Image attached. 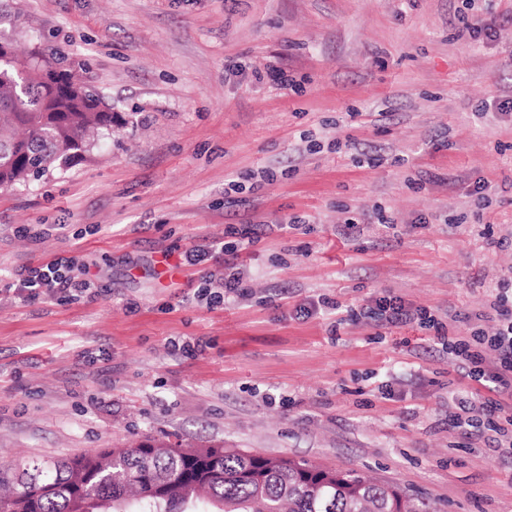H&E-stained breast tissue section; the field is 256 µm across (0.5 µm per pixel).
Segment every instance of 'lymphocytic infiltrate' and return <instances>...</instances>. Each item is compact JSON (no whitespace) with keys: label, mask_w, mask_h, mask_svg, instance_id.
Returning <instances> with one entry per match:
<instances>
[{"label":"lymphocytic infiltrate","mask_w":512,"mask_h":512,"mask_svg":"<svg viewBox=\"0 0 512 512\" xmlns=\"http://www.w3.org/2000/svg\"><path fill=\"white\" fill-rule=\"evenodd\" d=\"M224 242L213 241L195 246L182 254V261L194 266L215 255H225L224 276L219 282L225 296L244 293L243 279L229 261ZM18 292L30 298L71 297L91 290L94 286L87 268L72 256H60L41 266H28L15 276ZM361 315L373 318L386 327L418 322L434 328L437 343L448 354L462 378L480 384L484 390L478 402L489 412L487 428L498 436L497 449L512 460V279L499 283L484 311L477 313L480 321L492 323V331L471 330L468 336L448 335L443 323L427 310L419 309L398 298L384 299L360 309Z\"/></svg>","instance_id":"lymphocytic-infiltrate-1"}]
</instances>
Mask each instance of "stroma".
<instances>
[{"label":"stroma","instance_id":"35a3bbf8","mask_svg":"<svg viewBox=\"0 0 512 512\" xmlns=\"http://www.w3.org/2000/svg\"><path fill=\"white\" fill-rule=\"evenodd\" d=\"M475 12L492 36L466 31ZM0 29L57 49L127 120L0 189V462L151 436L359 470L437 512H512L484 411L450 424L449 392L476 385L434 330L350 315L396 296L448 323L512 278V0H0ZM231 226L244 296L198 300L224 272L212 259L178 288L154 277ZM72 255L91 295L13 289Z\"/></svg>","mask_w":512,"mask_h":512}]
</instances>
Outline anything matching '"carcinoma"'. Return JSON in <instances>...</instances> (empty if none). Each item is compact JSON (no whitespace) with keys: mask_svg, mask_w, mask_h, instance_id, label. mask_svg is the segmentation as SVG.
<instances>
[{"mask_svg":"<svg viewBox=\"0 0 512 512\" xmlns=\"http://www.w3.org/2000/svg\"><path fill=\"white\" fill-rule=\"evenodd\" d=\"M116 113L76 72L0 36V187L64 169ZM432 512L396 483L215 445L146 438L53 462L0 464V512Z\"/></svg>","mask_w":512,"mask_h":512,"instance_id":"carcinoma-1","label":"carcinoma"}]
</instances>
